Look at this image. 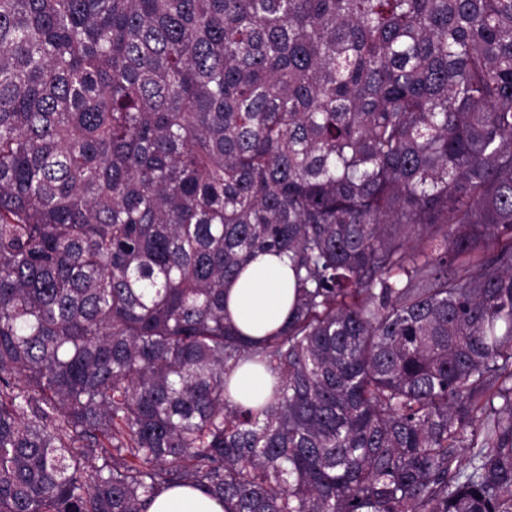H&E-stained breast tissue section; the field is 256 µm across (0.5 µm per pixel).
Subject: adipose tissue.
I'll use <instances>...</instances> for the list:
<instances>
[{"label": "adipose tissue", "mask_w": 512, "mask_h": 512, "mask_svg": "<svg viewBox=\"0 0 512 512\" xmlns=\"http://www.w3.org/2000/svg\"><path fill=\"white\" fill-rule=\"evenodd\" d=\"M295 281L286 256L258 255L224 289L225 315L247 338L259 341L281 329L295 302ZM147 512H224L222 500L190 485L159 492Z\"/></svg>", "instance_id": "1"}]
</instances>
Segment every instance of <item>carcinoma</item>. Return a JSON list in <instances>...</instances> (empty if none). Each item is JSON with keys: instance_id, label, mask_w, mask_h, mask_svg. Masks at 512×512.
Instances as JSON below:
<instances>
[{"instance_id": "carcinoma-1", "label": "carcinoma", "mask_w": 512, "mask_h": 512, "mask_svg": "<svg viewBox=\"0 0 512 512\" xmlns=\"http://www.w3.org/2000/svg\"><path fill=\"white\" fill-rule=\"evenodd\" d=\"M186 483L512 512V0H0V512ZM295 281L284 255H258L224 289L225 315L253 341L281 329L291 316ZM270 382V376L264 372L248 365L238 367L232 375V401L235 404L252 405L255 397L268 390Z\"/></svg>"}]
</instances>
